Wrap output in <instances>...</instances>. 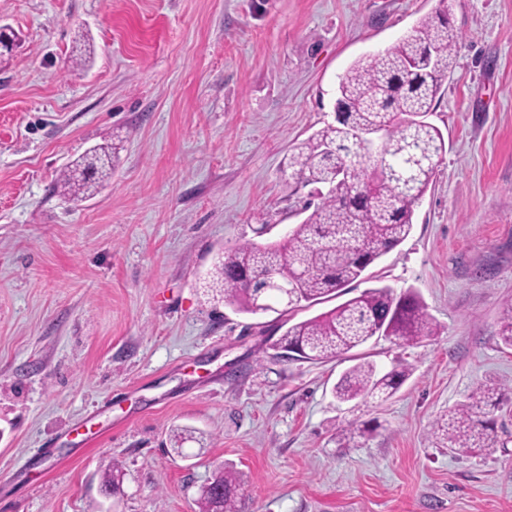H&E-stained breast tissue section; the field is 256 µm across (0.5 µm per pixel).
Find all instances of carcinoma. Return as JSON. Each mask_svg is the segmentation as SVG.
Listing matches in <instances>:
<instances>
[{
    "label": "carcinoma",
    "mask_w": 512,
    "mask_h": 512,
    "mask_svg": "<svg viewBox=\"0 0 512 512\" xmlns=\"http://www.w3.org/2000/svg\"><path fill=\"white\" fill-rule=\"evenodd\" d=\"M457 41L448 22L427 17L394 46L350 66L339 82L335 122L296 148L286 174L296 184L317 186L320 202L281 240L245 243L217 254L209 277L222 289L225 303L242 313L282 316L303 301L320 304L362 278L408 237L414 206L446 150L443 135L425 117L435 110ZM375 129L384 139L371 156L359 136ZM116 150L106 144L73 162L61 175L63 192L77 199L93 195L111 177ZM432 331L413 293L397 296L383 286L289 325L276 346L319 361L346 354L377 334L409 343ZM407 375L401 365L382 373L360 362L344 372L333 395L340 403L380 405ZM491 399L501 401L502 390L481 386L470 402L440 416L435 447L462 454L495 447L491 422L480 418L482 405ZM212 478L210 491H200L199 512H238L236 472L222 468ZM122 482L119 470L107 468L100 489L110 494Z\"/></svg>",
    "instance_id": "carcinoma-1"
}]
</instances>
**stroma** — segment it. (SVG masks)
Returning <instances> with one entry per match:
<instances>
[{
  "label": "stroma",
  "instance_id": "1",
  "mask_svg": "<svg viewBox=\"0 0 512 512\" xmlns=\"http://www.w3.org/2000/svg\"><path fill=\"white\" fill-rule=\"evenodd\" d=\"M439 13L446 153L409 236L343 296L415 289L436 333L288 358L275 314L207 294L213 259L302 221L283 173L341 76ZM0 22L21 38L0 51V512H198L220 466L240 512H512V398L481 455L431 441L479 385L512 386V0H0ZM112 142L111 180L63 195ZM359 358L410 374L382 406L337 403ZM174 426L195 430L180 455ZM118 148L106 144L84 155L63 171L59 180L63 192L74 198L93 195L112 175V155Z\"/></svg>",
  "mask_w": 512,
  "mask_h": 512
}]
</instances>
